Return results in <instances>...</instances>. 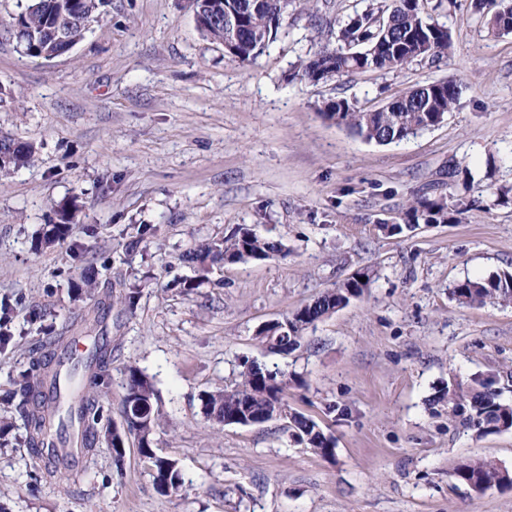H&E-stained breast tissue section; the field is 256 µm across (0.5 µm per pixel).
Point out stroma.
<instances>
[{
    "label": "stroma",
    "instance_id": "obj_1",
    "mask_svg": "<svg viewBox=\"0 0 512 512\" xmlns=\"http://www.w3.org/2000/svg\"><path fill=\"white\" fill-rule=\"evenodd\" d=\"M366 0H295L272 43L240 61L197 28L188 0H109L83 40L50 60L20 52L19 0H0V136L36 158L0 178V303L11 308L0 395L49 327L98 309L112 342L106 415L123 427L128 367L159 392L158 456L184 485L157 491L133 435L122 456L98 442L69 478L44 477L15 421L0 437V512H512V485L479 493L453 481L483 458L512 470V429L485 435L436 402L449 383L496 375L512 401V304L466 307L457 282L512 272V35H490L471 0L432 16L453 50L387 74L327 82L297 66L336 47ZM439 80L459 96L438 126L368 143L321 107L344 97L374 109ZM475 173L444 186L449 160ZM478 201L458 223L391 235L380 223L430 186ZM74 208L71 235L38 240ZM155 235L134 241L135 227ZM248 226L281 242L268 260L216 265L196 288L181 257ZM94 268L98 288L75 296ZM360 298L310 326L289 355L257 337L363 268ZM137 289L134 308L119 298ZM285 370L290 411L335 442L326 459L288 422L216 425L205 392L233 388L244 363Z\"/></svg>",
    "mask_w": 512,
    "mask_h": 512
}]
</instances>
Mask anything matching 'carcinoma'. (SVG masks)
Masks as SVG:
<instances>
[{
    "mask_svg": "<svg viewBox=\"0 0 512 512\" xmlns=\"http://www.w3.org/2000/svg\"><path fill=\"white\" fill-rule=\"evenodd\" d=\"M106 0H31L24 11L15 17L13 28L23 52L40 58L50 50L57 51L62 45L53 43L57 26L65 30L66 43L74 46L83 37L88 26L96 21ZM293 0H225V14L238 18V44L231 55L240 61H249L268 45L276 35L281 20ZM474 10L484 17L488 33L494 36L512 34V8L483 12L484 0H472ZM198 26L210 39L224 38V26L210 20L208 2L197 3ZM382 16L385 25L374 24ZM336 49H325L302 61V77L313 82L325 75L341 77L360 72L389 73L425 58L440 59L450 53L453 46L448 27L425 14L420 0H372L363 11L356 12L338 29ZM459 95L452 81H435L419 86L375 109H364L357 102L335 98L325 102L322 114L344 124L367 142L390 144L401 141L411 134L441 123L455 105ZM8 159L0 163V174L27 165L34 156L33 145L17 142L7 136L0 138ZM448 178L453 182L468 183L472 171L455 161L448 162ZM476 208V202L456 198L453 195L426 196L412 199L399 213V221L388 226L390 234L397 235L412 230L418 224H449L459 222L466 213ZM73 216L66 210L58 212V221L48 225L41 243L51 246L65 240L72 233ZM272 253H283L282 245L268 239L255 230L241 227L228 237L212 239L189 252L184 261L207 272L214 265L229 258L236 262L258 260ZM366 281H361V278ZM371 283V271L363 269L326 292L301 312L288 319V331L278 344L266 335L259 339L272 350L288 354L300 347L305 330L316 321L347 306L351 298L361 297ZM453 299L465 306H483L489 302L512 303V273L502 272L486 279H467L449 290ZM70 337L57 333L47 338L40 354L33 358L31 368L15 381V388L6 395L5 401L13 406L25 428L23 444L28 448L42 445L50 430L56 425L77 423L86 439L84 451L92 449L100 435L98 425L104 417V397L112 364V347L97 341L88 352L85 368L91 372L92 386L82 390L81 383L71 378L81 395L74 407L50 402L48 393L55 392L57 378L63 361L58 355ZM241 381L232 389L205 394L202 399L204 414L218 425L230 417L244 420L256 415L273 417L274 412L287 407L288 376L267 374V368L255 362L245 363L240 373ZM496 379L489 376L477 381V388L462 393L455 385L448 384L438 391V400L448 402L455 416L477 430L488 433L512 428V404L500 399L494 388ZM123 412L128 432L137 439L138 451L147 463L154 482L163 493L177 492L183 486V478L175 461L159 457L153 450L154 437L162 424L158 406V393L154 383L137 367H128ZM293 437L306 444L320 456L332 457L335 447L333 438L326 435L320 425L300 412L288 413ZM499 465L485 459L470 460L458 464L450 477L482 492L499 481Z\"/></svg>",
    "mask_w": 512,
    "mask_h": 512,
    "instance_id": "carcinoma-1",
    "label": "carcinoma"
}]
</instances>
